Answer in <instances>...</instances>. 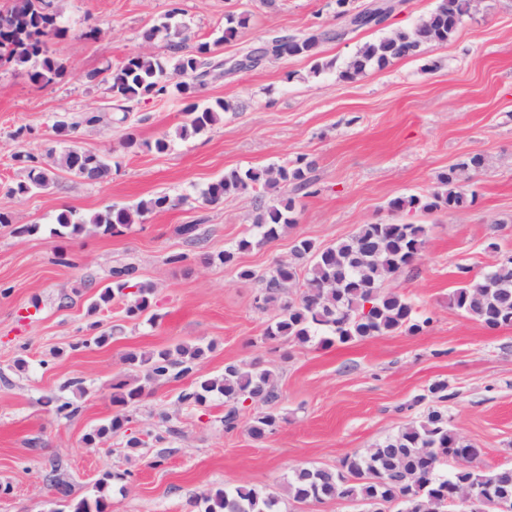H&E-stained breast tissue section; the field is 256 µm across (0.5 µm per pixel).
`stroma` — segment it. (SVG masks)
<instances>
[{
	"label": "stroma",
	"instance_id": "1",
	"mask_svg": "<svg viewBox=\"0 0 512 512\" xmlns=\"http://www.w3.org/2000/svg\"><path fill=\"white\" fill-rule=\"evenodd\" d=\"M174 1L193 46L221 36L227 18L246 17L237 38L216 48L220 58L276 35L343 25L335 0H54L69 34L51 50L69 75L40 87L0 66V208L13 215L12 225L0 226V512H53L61 495L46 479L52 471L71 499L100 494L112 512H200L201 493L242 484L284 495L283 512H361L336 499H287L288 477L301 467L339 468L347 455L418 420L433 406L427 392L438 381L448 385L442 407L452 427L480 450L477 466L512 467V326L487 328L449 304L465 275L512 255V0H477L448 43L353 81L340 72L359 46L410 28L437 0H402L384 26L323 44L318 58L285 56L210 81L197 102L221 99L229 108L186 138L175 134L186 106L177 92L141 99L119 124L106 84L85 79L140 50L143 32ZM92 28L98 38L86 37ZM87 112L101 122L57 135L56 121L78 122ZM129 132L138 141L131 150L122 145ZM165 135L168 149L156 152L155 140ZM73 146L110 153L109 175L85 181L60 170L44 191L6 195L27 176L16 153ZM475 154L486 166L466 183L464 206L389 210L394 198L429 194L440 173ZM301 155L314 168L307 195L296 198V224L238 253L234 264L220 263L224 249L255 236L257 201L272 203L292 188L275 195L250 188L216 204L204 203L203 191L229 170L284 165ZM156 194L177 206L121 234L91 224L74 236L54 233L61 210L92 215ZM376 222L427 226L420 258L386 288L431 316V326L329 347L265 340L275 312L259 306V274L290 260L297 240L332 245ZM30 224L37 232L17 234ZM183 224L198 225V240L178 234ZM62 252L73 266L58 264ZM126 265L153 286L156 321L127 317L115 301L93 308L114 270ZM243 268L255 278H240ZM94 323L114 331L99 346L87 341ZM179 344L204 349L192 373L149 384L126 410L124 429L88 443L123 411L111 402L113 383L136 385L143 377L127 355ZM256 362L273 370L280 394L278 426L264 439L248 432L261 404L241 407L228 432L223 396L180 403L197 377ZM73 379L81 388L70 387ZM57 399L77 406L75 416H57ZM162 412L170 434L127 447Z\"/></svg>",
	"mask_w": 512,
	"mask_h": 512
}]
</instances>
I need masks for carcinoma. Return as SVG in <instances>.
<instances>
[{"label": "carcinoma", "instance_id": "cac0c4a2", "mask_svg": "<svg viewBox=\"0 0 512 512\" xmlns=\"http://www.w3.org/2000/svg\"><path fill=\"white\" fill-rule=\"evenodd\" d=\"M352 0H336V14L344 26L315 29L301 38L280 35L246 52L248 65L259 66L268 59L290 56L315 57L321 45L339 40L350 32L371 28L375 18L384 11H393V0H373L362 9L351 5ZM476 8L474 0H438L437 6L413 27L368 41L345 63L341 77L354 80L372 67H383L394 59L418 55L427 45L443 44L453 36L463 18ZM179 9L174 7L164 20L142 34V40L167 42L170 55L161 59L142 49L128 54L121 64L109 69L103 79L122 116L128 120L129 103L147 96H160L169 86L185 99L193 98L209 78L213 50L211 44H199L191 54L182 52L184 25L177 20ZM69 30L60 25L59 11L53 0H12L0 10V65L23 68L29 80L43 86L57 83L69 74L68 66L55 59L50 42L67 36ZM228 110L222 99L203 106L194 103L186 107L185 121L177 134L186 138L213 125L219 114ZM16 160L28 169L27 180L9 187L8 194L23 198L35 190L48 187L55 170L65 169L74 176L90 181L105 178L112 166V156L71 148L53 161L42 164L32 154H19ZM314 162L301 155L286 165L262 169H237L210 183L203 192L205 200L217 203L248 188H260L265 193L277 191L281 185L292 186L299 194L310 185L308 173ZM485 167V159L473 155L452 166L438 177V186L426 196L395 198L389 209H415L429 212L442 206L460 207L466 202L462 185L465 174L477 173ZM177 201L163 194L143 199L132 209L111 206L91 217L73 209H65L56 217L59 228L74 235L84 225L93 224L105 233L115 234L146 215L173 208ZM296 198L283 199L267 205L258 200L254 227L259 241L274 240L279 231L296 223ZM424 224L378 222L362 224L347 239L322 246L310 239L299 240L293 248V260L278 263L272 271L259 276L264 288L263 307L276 310L274 321L265 331L269 341L286 339L306 344L313 340L321 346L347 344L397 331L418 333L431 318H421L402 296L387 292V280L413 266L426 242ZM253 240L243 238L236 246L224 250L218 260L224 264L236 261L238 252L247 250ZM135 268L123 267L113 272L115 281L104 288L95 303L99 307L115 299L126 302V314L135 318L150 307L152 288L145 284L130 285ZM134 291H128V288ZM450 303L467 317L488 328L512 325V257L489 271L466 279L454 289ZM202 350L179 346L175 351L163 350L149 357L128 355L130 363L145 367L149 380L179 378L192 372V360ZM112 403L122 407L138 402L144 395L141 386L131 387L119 381L112 385ZM224 396L228 410L224 428L233 430L238 420L239 405L250 399L273 406L279 398L274 372L256 364L243 367L228 364L224 375L199 379L191 389L181 392L185 405H201L208 395ZM278 416L268 410L255 415L249 426L251 437L263 439L275 429ZM450 426L448 414L438 408L427 411L396 435L387 438L362 453L346 456L335 471L301 467L288 479V494L296 501L325 498L375 501L380 512L386 506L400 505L399 512H445L448 497L456 490L478 491L489 501L496 499L512 503V467L480 470L472 463L478 454ZM445 456L457 463L449 473L437 470L433 461ZM200 501L204 512H280L279 499L273 493L259 492L241 485L232 491L217 490L203 493ZM107 503L101 496L83 498L67 505V512H106Z\"/></svg>", "mask_w": 512, "mask_h": 512}]
</instances>
